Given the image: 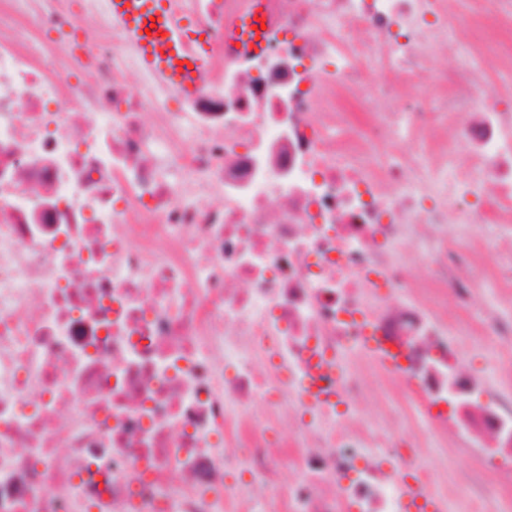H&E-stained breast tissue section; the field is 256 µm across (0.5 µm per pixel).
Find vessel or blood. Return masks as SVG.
Listing matches in <instances>:
<instances>
[{
  "mask_svg": "<svg viewBox=\"0 0 512 512\" xmlns=\"http://www.w3.org/2000/svg\"><path fill=\"white\" fill-rule=\"evenodd\" d=\"M111 22L117 26L135 57L137 68L158 86L184 96L201 89L200 76L209 66L213 50L209 31L176 16L172 0H105ZM266 43L254 21L229 27L230 53H258ZM360 350L379 365L397 369L396 351L380 344L376 337H364ZM407 512H439L436 499L423 489H409Z\"/></svg>",
  "mask_w": 512,
  "mask_h": 512,
  "instance_id": "b4317fda",
  "label": "vessel or blood"
}]
</instances>
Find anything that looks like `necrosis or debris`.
Instances as JSON below:
<instances>
[{
  "label": "necrosis or debris",
  "instance_id": "obj_1",
  "mask_svg": "<svg viewBox=\"0 0 512 512\" xmlns=\"http://www.w3.org/2000/svg\"><path fill=\"white\" fill-rule=\"evenodd\" d=\"M457 2L177 0L219 45L266 20L179 98L125 81L103 0H0V512H405L406 476L436 482L410 428L357 413L363 369L304 401L312 355L367 328L441 439L512 459V388L447 306L478 272L512 295L447 234L512 237V0ZM478 321L512 361V311ZM464 481L467 512H512V462ZM256 17L260 18V21L256 20ZM261 23L265 20L263 16L255 14L252 19L246 22V28L243 32L241 24L234 23L229 26V39L226 43V47L230 53H259L265 49L266 43L263 38V30L261 29ZM254 26L258 27V30H254ZM253 32L252 35L249 33ZM450 236H461L471 241H477L482 247L498 252L504 262L511 259L512 252L499 244L497 238L490 236V228L484 224H448V243ZM448 315L455 318V328L451 332L452 337L460 339L470 350L484 358L483 367L484 375L487 381H490L494 387H500V374L509 370L507 362L498 358L495 354L494 347L490 345L476 331V324L473 319L468 317L456 318L453 315L451 307L448 306Z\"/></svg>",
  "mask_w": 512,
  "mask_h": 512
}]
</instances>
